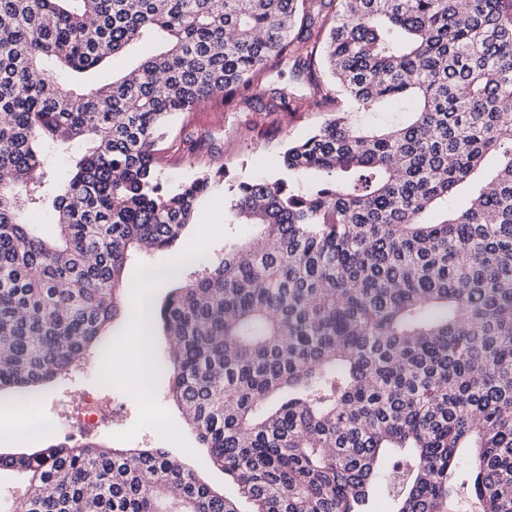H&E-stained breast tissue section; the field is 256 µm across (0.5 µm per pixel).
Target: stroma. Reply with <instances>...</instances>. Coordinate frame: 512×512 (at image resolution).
<instances>
[{
	"label": "stroma",
	"instance_id": "1",
	"mask_svg": "<svg viewBox=\"0 0 512 512\" xmlns=\"http://www.w3.org/2000/svg\"><path fill=\"white\" fill-rule=\"evenodd\" d=\"M254 101L247 112H239L238 101L224 102L214 97L196 110L183 112L173 120L167 138L161 143L160 167L166 183L194 178L203 171L225 169L230 177L269 175L279 166L283 146L322 125L328 110L302 109L283 112L274 107L268 87L253 88ZM224 191L216 189L198 204L196 217L181 243L196 249L203 260L222 255L224 249ZM171 262L167 250H152L131 263L124 278L130 288L126 304L149 301L159 307L166 287L143 282L145 267H165ZM135 327L120 322L107 355L88 362L83 374L62 380L47 392L36 407L39 421L47 428L39 443L15 442L0 446L6 453L29 452L36 447L73 444L81 436L70 418L69 405L89 390L111 397L113 411L97 433L98 441L113 448H165L187 466L196 465L202 450L184 416L168 394V378L156 375L149 397L135 392L119 375L107 376L112 355L121 353Z\"/></svg>",
	"mask_w": 512,
	"mask_h": 512
}]
</instances>
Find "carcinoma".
<instances>
[{"instance_id":"carcinoma-1","label":"carcinoma","mask_w":512,"mask_h":512,"mask_svg":"<svg viewBox=\"0 0 512 512\" xmlns=\"http://www.w3.org/2000/svg\"><path fill=\"white\" fill-rule=\"evenodd\" d=\"M272 58L309 82L270 89L283 110L346 106L273 177L164 189L170 118ZM74 140L63 186L46 149ZM221 184L248 237L146 273L181 282L169 394L232 491L161 448L51 445L0 453L29 478L13 512H512V0H0V394L34 406L99 356L127 262Z\"/></svg>"}]
</instances>
